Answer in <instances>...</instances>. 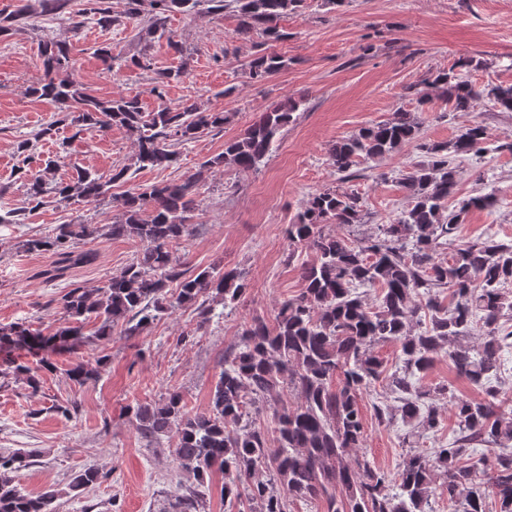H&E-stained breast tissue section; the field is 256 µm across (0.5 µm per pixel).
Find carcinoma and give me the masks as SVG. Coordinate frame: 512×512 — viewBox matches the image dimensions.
<instances>
[{
    "instance_id": "1",
    "label": "carcinoma",
    "mask_w": 512,
    "mask_h": 512,
    "mask_svg": "<svg viewBox=\"0 0 512 512\" xmlns=\"http://www.w3.org/2000/svg\"><path fill=\"white\" fill-rule=\"evenodd\" d=\"M234 4L239 32L255 28L269 42L282 40L278 20L303 6L304 0H150L146 33L168 34L174 12L222 11ZM82 20L94 19L109 27L117 22L107 0H84ZM28 19L26 9L0 17V37ZM39 55L43 78L29 93L59 105L75 135L120 125L136 135L139 167H168L176 161L174 143L195 140L207 130L224 126L222 112H209L195 103H183L146 113L137 96L99 99L83 92L58 72L68 60L64 43L48 40ZM287 66L284 56L270 52L248 63L256 80L270 78ZM428 86L456 112H474L484 98L512 112V84L477 88L461 80L456 66L437 72ZM301 102L284 100L261 114L245 132L224 143V152L175 183H158L111 197L118 219L108 225L114 238L138 240L142 250L135 261L112 274L94 289L76 285L57 299L60 325L51 336L32 333L22 323L0 326V345L43 350L60 344L81 343L84 322L99 321L97 335L107 340L112 328L124 321L121 334L138 336L159 315L213 293L233 310L248 284L236 268L204 269L186 275L174 248L192 233L188 224L204 175L216 166L254 170L271 153L281 131ZM420 137L419 122L410 112L397 111L392 119L343 137L329 148L336 173L347 178L360 159H376L398 152ZM488 133L473 123L461 127L448 142H422L426 160L402 175L410 204L375 236L351 237L362 223L360 197L353 192L325 190L307 202L297 223L285 229L291 247L305 248L314 260L302 267L304 288L279 307L273 325L261 319L244 323L239 341L224 352L223 367L211 394L209 409L192 413L182 395L172 391L162 404L138 403L132 408L136 429L146 438L177 439L171 449L177 474L203 481L218 469L224 472L222 493L229 506L241 498L251 512H287V498L323 503L324 512H426L437 485L460 512H486L487 493L497 512H512V408L498 399L494 383L503 366V351L512 347V241L489 235L453 249V234L472 209H490L491 194L463 198L453 210L456 156L485 152ZM56 166L48 159L43 173L24 171L31 202L44 203L45 174ZM126 169L100 175L77 171L72 184H59L63 201L92 203L112 185L125 180ZM147 217H142L143 212ZM335 224L343 232L325 230ZM98 228L89 224H59L49 237L21 242L26 252L53 251L64 263L88 264L92 250H77L76 240L92 239ZM176 284L175 291L168 290ZM360 288L380 289L375 305L367 303ZM450 291L448 305L435 292ZM484 336L479 345L467 339L474 325ZM400 347L402 364L387 373L372 353L379 343ZM448 353L458 376L485 391L487 399H459L453 410L459 432L446 448L415 450L407 454L391 479L365 457L356 454L367 435L359 410V395L380 381L397 393L403 419L425 431L439 424L427 405L432 390L421 381L441 351ZM341 377L338 386L333 380ZM299 394V402L274 411L276 446L264 430L251 425L256 404L268 403L280 389ZM25 467L20 455L0 456V512H55L53 491L32 497L15 484L11 473ZM202 491L176 482L173 512H197Z\"/></svg>"
}]
</instances>
